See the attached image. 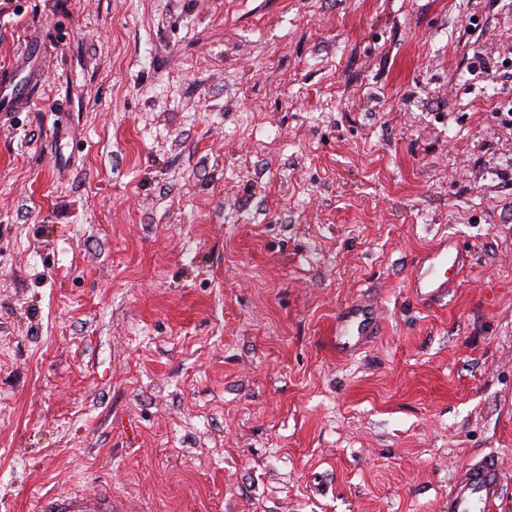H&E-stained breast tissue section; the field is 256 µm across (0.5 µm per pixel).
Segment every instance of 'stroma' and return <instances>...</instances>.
I'll return each instance as SVG.
<instances>
[{"instance_id":"obj_1","label":"stroma","mask_w":512,"mask_h":512,"mask_svg":"<svg viewBox=\"0 0 512 512\" xmlns=\"http://www.w3.org/2000/svg\"><path fill=\"white\" fill-rule=\"evenodd\" d=\"M0 512H512V0H0ZM468 264L439 304L417 258ZM363 301L357 354L328 332ZM24 75L15 83L4 82L0 96V112H15L29 108L40 93L42 76L39 69L24 67ZM467 263V255L459 247L443 239L436 247L427 251L421 258L413 278L411 288L423 302L440 301L448 296V277L443 270L450 267L462 269ZM504 476L497 455L473 460L448 490L447 512H496L503 498ZM40 512H124L112 502V489L44 497Z\"/></svg>"}]
</instances>
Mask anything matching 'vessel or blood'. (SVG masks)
<instances>
[{"label": "vessel or blood", "mask_w": 512, "mask_h": 512, "mask_svg": "<svg viewBox=\"0 0 512 512\" xmlns=\"http://www.w3.org/2000/svg\"><path fill=\"white\" fill-rule=\"evenodd\" d=\"M45 44L29 41L21 53L26 68L20 81L0 84V112L30 107L38 98L42 84L39 70L29 60L46 55ZM465 252L448 241H440L420 259L412 286L418 299L434 302L448 295L447 267H465ZM378 328V315L370 308L351 307L336 318V349L342 353L359 352L367 336ZM504 476L496 455L473 460L453 479L448 491V512H496L503 498ZM40 512H121L112 500L111 490L88 494L70 493L44 497Z\"/></svg>", "instance_id": "vessel-or-blood-1"}]
</instances>
